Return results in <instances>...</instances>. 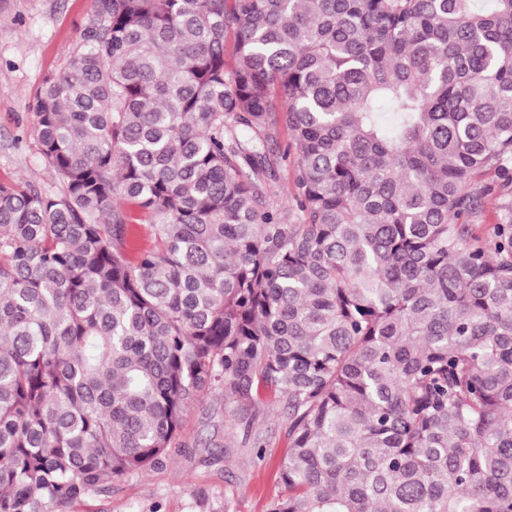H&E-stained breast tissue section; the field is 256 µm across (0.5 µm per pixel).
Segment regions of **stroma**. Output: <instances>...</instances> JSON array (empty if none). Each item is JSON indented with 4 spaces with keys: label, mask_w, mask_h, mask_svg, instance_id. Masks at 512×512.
<instances>
[{
    "label": "stroma",
    "mask_w": 512,
    "mask_h": 512,
    "mask_svg": "<svg viewBox=\"0 0 512 512\" xmlns=\"http://www.w3.org/2000/svg\"><path fill=\"white\" fill-rule=\"evenodd\" d=\"M94 0H0V184L59 187L43 160L34 112L44 78L63 70L94 20ZM270 429L262 453L224 429L215 392L188 409L177 438L184 445L162 468L115 478L107 494L67 512H270L285 493L279 469L288 452L281 405L266 397Z\"/></svg>",
    "instance_id": "stroma-1"
}]
</instances>
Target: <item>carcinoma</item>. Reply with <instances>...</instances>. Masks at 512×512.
Segmentation results:
<instances>
[{"instance_id": "obj_1", "label": "carcinoma", "mask_w": 512, "mask_h": 512, "mask_svg": "<svg viewBox=\"0 0 512 512\" xmlns=\"http://www.w3.org/2000/svg\"><path fill=\"white\" fill-rule=\"evenodd\" d=\"M95 14L60 188L0 185V512L164 466L212 391L259 458L283 405L270 512H512V0Z\"/></svg>"}]
</instances>
